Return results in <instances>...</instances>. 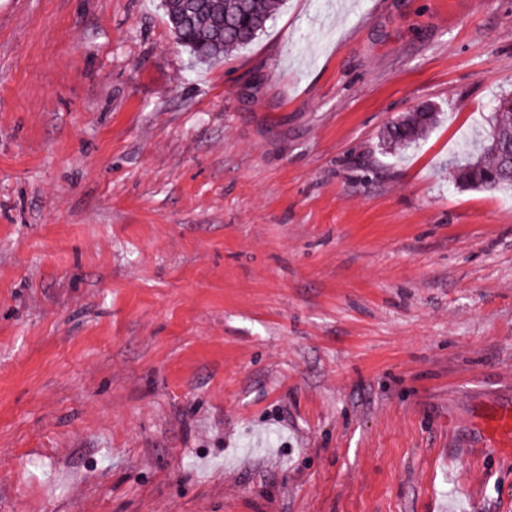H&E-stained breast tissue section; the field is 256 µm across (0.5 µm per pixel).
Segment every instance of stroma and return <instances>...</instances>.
Returning <instances> with one entry per match:
<instances>
[{"label": "stroma", "instance_id": "stroma-1", "mask_svg": "<svg viewBox=\"0 0 512 512\" xmlns=\"http://www.w3.org/2000/svg\"><path fill=\"white\" fill-rule=\"evenodd\" d=\"M509 93L512 0L203 65L160 0H0V512H512V192L450 168ZM439 113L431 105H425L415 112H408L386 126L381 133V141L386 149L407 147L430 131L437 123ZM480 442L493 452H511L512 447V405L497 403L487 419L480 424Z\"/></svg>", "mask_w": 512, "mask_h": 512}]
</instances>
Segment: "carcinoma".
I'll list each match as a JSON object with an SVG mask.
<instances>
[{
	"label": "carcinoma",
	"mask_w": 512,
	"mask_h": 512,
	"mask_svg": "<svg viewBox=\"0 0 512 512\" xmlns=\"http://www.w3.org/2000/svg\"><path fill=\"white\" fill-rule=\"evenodd\" d=\"M282 0H162L179 42L198 64L252 43ZM439 113L431 105L409 112L381 133L385 148L407 147L430 131ZM455 183L482 190H512V97L499 100L479 148L456 167Z\"/></svg>",
	"instance_id": "1"
}]
</instances>
